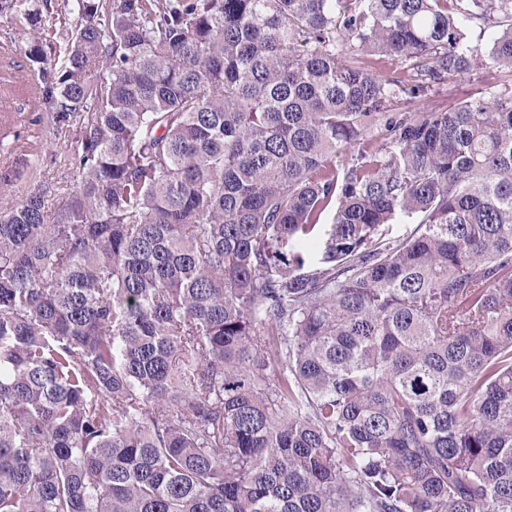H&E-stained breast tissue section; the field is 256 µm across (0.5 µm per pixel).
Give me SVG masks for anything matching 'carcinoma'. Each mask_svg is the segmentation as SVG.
<instances>
[{
  "label": "carcinoma",
  "instance_id": "carcinoma-1",
  "mask_svg": "<svg viewBox=\"0 0 512 512\" xmlns=\"http://www.w3.org/2000/svg\"><path fill=\"white\" fill-rule=\"evenodd\" d=\"M64 7L0 0L67 138L0 213V512H512V84L405 110L512 0Z\"/></svg>",
  "mask_w": 512,
  "mask_h": 512
}]
</instances>
